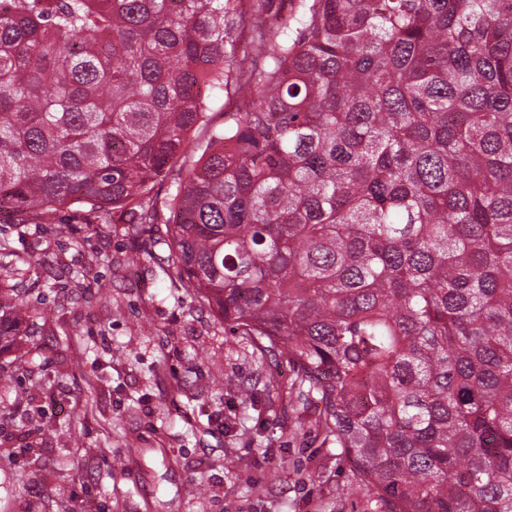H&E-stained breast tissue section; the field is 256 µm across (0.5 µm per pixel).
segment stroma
Masks as SVG:
<instances>
[{
	"instance_id": "35a3bbf8",
	"label": "stroma",
	"mask_w": 512,
	"mask_h": 512,
	"mask_svg": "<svg viewBox=\"0 0 512 512\" xmlns=\"http://www.w3.org/2000/svg\"><path fill=\"white\" fill-rule=\"evenodd\" d=\"M185 174L156 183L154 224L86 205L0 216V239L40 260L23 277L39 365L0 393V512H374L348 491L316 401L289 395L287 360L225 328L169 267ZM25 470L38 483L10 498Z\"/></svg>"
}]
</instances>
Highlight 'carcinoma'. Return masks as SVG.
<instances>
[{"instance_id":"carcinoma-1","label":"carcinoma","mask_w":512,"mask_h":512,"mask_svg":"<svg viewBox=\"0 0 512 512\" xmlns=\"http://www.w3.org/2000/svg\"><path fill=\"white\" fill-rule=\"evenodd\" d=\"M0 0V212L153 224L377 512H512V0ZM234 109L206 147L207 93ZM0 240V355L36 330Z\"/></svg>"}]
</instances>
